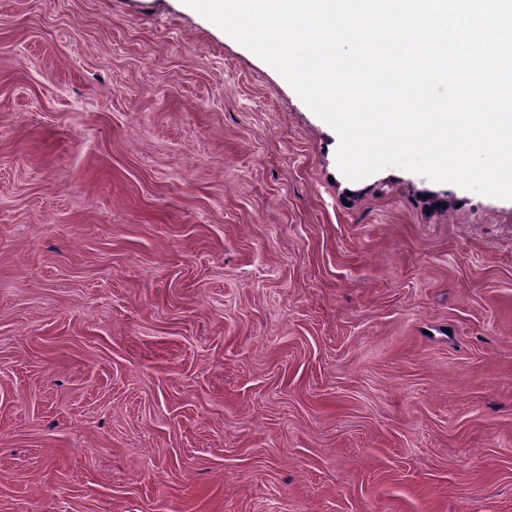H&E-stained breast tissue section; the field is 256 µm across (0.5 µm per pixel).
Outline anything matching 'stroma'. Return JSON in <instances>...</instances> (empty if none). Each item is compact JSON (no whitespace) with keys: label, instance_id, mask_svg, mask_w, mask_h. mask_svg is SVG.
<instances>
[{"label":"stroma","instance_id":"35a3bbf8","mask_svg":"<svg viewBox=\"0 0 512 512\" xmlns=\"http://www.w3.org/2000/svg\"><path fill=\"white\" fill-rule=\"evenodd\" d=\"M338 146L184 0H0V512H512V200Z\"/></svg>","mask_w":512,"mask_h":512}]
</instances>
